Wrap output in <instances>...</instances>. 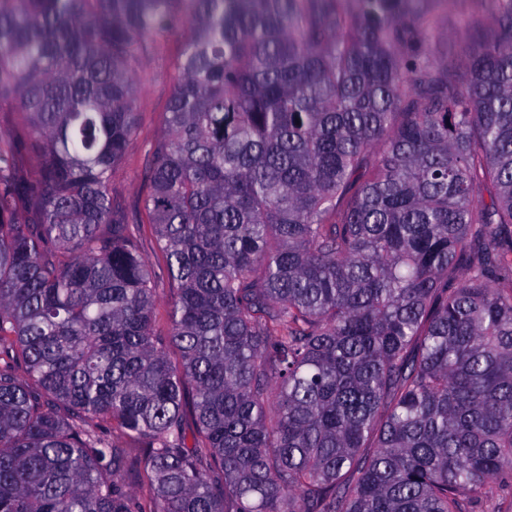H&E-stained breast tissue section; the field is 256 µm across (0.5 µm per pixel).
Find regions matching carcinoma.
I'll use <instances>...</instances> for the list:
<instances>
[{"label":"carcinoma","mask_w":512,"mask_h":512,"mask_svg":"<svg viewBox=\"0 0 512 512\" xmlns=\"http://www.w3.org/2000/svg\"><path fill=\"white\" fill-rule=\"evenodd\" d=\"M348 2L0 0L39 158L0 148V512H481L512 477V0L463 83L421 0ZM177 28L161 332L111 186Z\"/></svg>","instance_id":"obj_1"}]
</instances>
